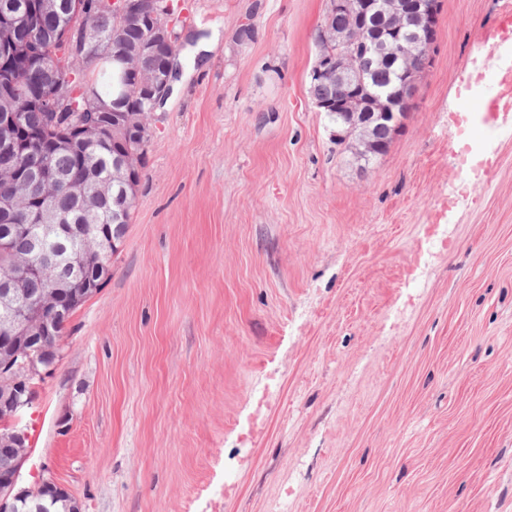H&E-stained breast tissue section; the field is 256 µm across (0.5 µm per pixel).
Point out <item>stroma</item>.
I'll list each match as a JSON object with an SVG mask.
<instances>
[{"mask_svg":"<svg viewBox=\"0 0 512 512\" xmlns=\"http://www.w3.org/2000/svg\"><path fill=\"white\" fill-rule=\"evenodd\" d=\"M112 278L19 424L81 512H512V0H441L387 150L336 149L330 0H173ZM251 25L254 37L239 42ZM500 75L499 88L476 106L477 112H487L491 118L500 112H512V65L504 68Z\"/></svg>","mask_w":512,"mask_h":512,"instance_id":"35a3bbf8","label":"stroma"}]
</instances>
